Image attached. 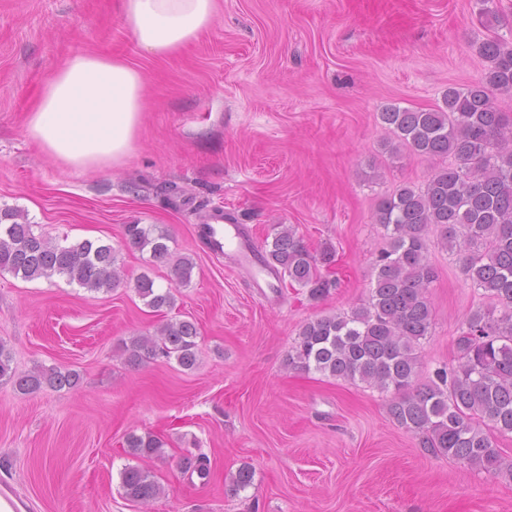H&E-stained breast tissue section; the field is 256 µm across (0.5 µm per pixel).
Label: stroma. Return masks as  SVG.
<instances>
[{"label": "stroma", "mask_w": 512, "mask_h": 512, "mask_svg": "<svg viewBox=\"0 0 512 512\" xmlns=\"http://www.w3.org/2000/svg\"><path fill=\"white\" fill-rule=\"evenodd\" d=\"M216 0L213 24L178 53L145 54L120 0H0V210L57 241L112 244L122 281L90 292L66 278L0 272V344L16 372L55 366L77 386L24 395L0 383V486L21 512H512V474L426 454L388 413L391 396L287 365L300 326L365 299L385 248L379 201L423 187L432 163L390 150L379 114L435 109L448 87L484 75L478 47L512 41V0ZM77 52L124 57L146 78L142 125L125 161L62 170L28 139L25 118L53 72ZM223 209L261 245L272 225L331 247L338 288H256L198 234ZM129 224H159L194 262L173 307L133 289L168 266L125 248ZM438 278L420 381L455 356L471 310L488 303L455 254L429 239ZM200 333L194 369L158 358L132 367L123 345L168 320ZM153 433L149 468L164 492L128 501L120 472L128 434ZM205 454L209 483L189 477ZM251 486L234 491L239 468Z\"/></svg>", "instance_id": "1"}]
</instances>
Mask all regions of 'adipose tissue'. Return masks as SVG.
Segmentation results:
<instances>
[{
	"label": "adipose tissue",
	"instance_id": "1",
	"mask_svg": "<svg viewBox=\"0 0 512 512\" xmlns=\"http://www.w3.org/2000/svg\"><path fill=\"white\" fill-rule=\"evenodd\" d=\"M124 22L140 49L163 57L207 30L214 0H122ZM146 79L119 57L78 52L47 81L26 131L64 167L94 170L120 164L142 120Z\"/></svg>",
	"mask_w": 512,
	"mask_h": 512
}]
</instances>
